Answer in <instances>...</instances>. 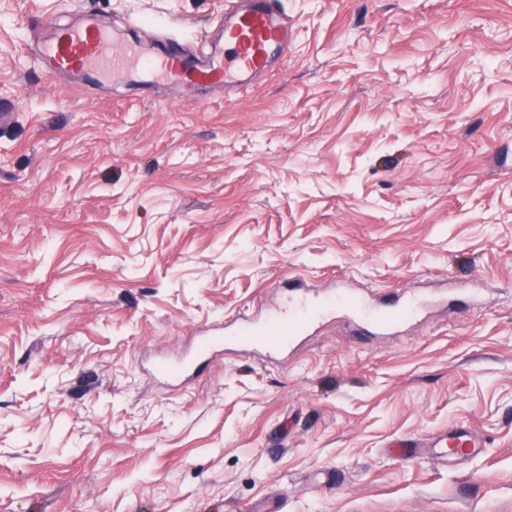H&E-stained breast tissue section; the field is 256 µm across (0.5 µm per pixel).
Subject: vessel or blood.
Wrapping results in <instances>:
<instances>
[{
  "instance_id": "b4317fda",
  "label": "vessel or blood",
  "mask_w": 512,
  "mask_h": 512,
  "mask_svg": "<svg viewBox=\"0 0 512 512\" xmlns=\"http://www.w3.org/2000/svg\"><path fill=\"white\" fill-rule=\"evenodd\" d=\"M293 30L277 0H232L224 13V52L196 57L179 43H171L160 55L148 52L145 41H128L93 21L56 28L35 50L51 73L84 76L93 82L107 78H131L141 82L166 81L184 87L207 83L243 89L250 80L268 72L292 40ZM343 309L364 323L384 330L413 320L419 309L415 300L384 306H368L354 289L327 296L306 289L300 302L277 315L257 320L240 314L229 323L208 326L199 332L193 357L187 361L156 364L155 375L185 381L195 361L209 358L227 344L260 347L271 354L286 352L332 311ZM400 455L425 446L436 458L475 456L484 446L470 426L461 424L420 441H397Z\"/></svg>"
}]
</instances>
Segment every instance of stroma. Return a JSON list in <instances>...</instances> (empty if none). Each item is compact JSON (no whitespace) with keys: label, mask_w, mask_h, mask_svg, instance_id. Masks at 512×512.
I'll use <instances>...</instances> for the list:
<instances>
[{"label":"stroma","mask_w":512,"mask_h":512,"mask_svg":"<svg viewBox=\"0 0 512 512\" xmlns=\"http://www.w3.org/2000/svg\"><path fill=\"white\" fill-rule=\"evenodd\" d=\"M279 2L228 96L33 51L92 15L210 54L226 0H0V512H512V0ZM300 280L429 305L151 375ZM461 423L481 454L389 449Z\"/></svg>","instance_id":"35a3bbf8"}]
</instances>
